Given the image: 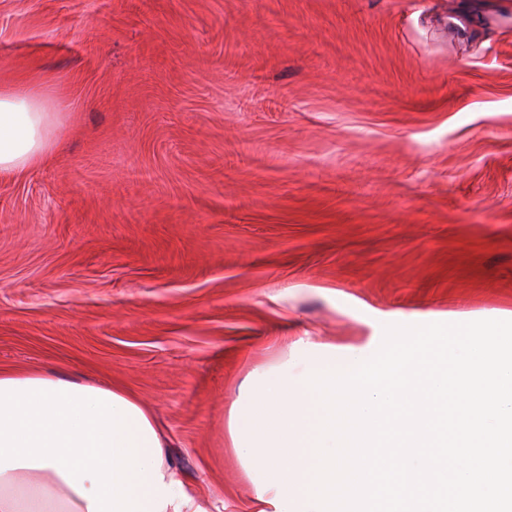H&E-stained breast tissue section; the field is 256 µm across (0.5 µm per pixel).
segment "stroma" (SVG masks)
Here are the masks:
<instances>
[{
    "instance_id": "1",
    "label": "stroma",
    "mask_w": 512,
    "mask_h": 512,
    "mask_svg": "<svg viewBox=\"0 0 512 512\" xmlns=\"http://www.w3.org/2000/svg\"><path fill=\"white\" fill-rule=\"evenodd\" d=\"M25 82L0 371L133 393L209 512H258L230 411L298 339L512 317V0H0ZM58 107L37 84L0 88V172L25 173L49 160Z\"/></svg>"
}]
</instances>
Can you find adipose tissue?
Returning <instances> with one entry per match:
<instances>
[{"mask_svg":"<svg viewBox=\"0 0 512 512\" xmlns=\"http://www.w3.org/2000/svg\"><path fill=\"white\" fill-rule=\"evenodd\" d=\"M57 109L40 85L0 88V172L49 160ZM165 446L123 389L0 372V512H207Z\"/></svg>","mask_w":512,"mask_h":512,"instance_id":"1","label":"adipose tissue"}]
</instances>
